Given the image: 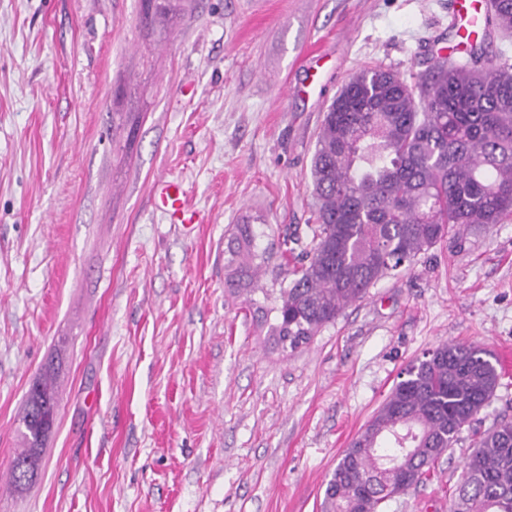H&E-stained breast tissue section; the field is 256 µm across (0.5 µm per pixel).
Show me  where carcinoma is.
<instances>
[{
  "instance_id": "carcinoma-1",
  "label": "carcinoma",
  "mask_w": 512,
  "mask_h": 512,
  "mask_svg": "<svg viewBox=\"0 0 512 512\" xmlns=\"http://www.w3.org/2000/svg\"><path fill=\"white\" fill-rule=\"evenodd\" d=\"M512 31V0H493ZM310 245L295 235L274 297L271 336L297 350L369 288L447 236L512 218V65L469 45L464 62H438L417 83L374 67L355 73L323 114L311 164ZM232 256L255 257L258 233L237 225ZM328 481L322 512H379L422 482L457 444L499 385L487 351L444 344L409 364ZM57 405L49 378L29 389L20 418L24 463ZM450 512H512V419L474 433Z\"/></svg>"
}]
</instances>
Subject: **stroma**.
<instances>
[{"label": "stroma", "mask_w": 512, "mask_h": 512, "mask_svg": "<svg viewBox=\"0 0 512 512\" xmlns=\"http://www.w3.org/2000/svg\"><path fill=\"white\" fill-rule=\"evenodd\" d=\"M0 0V512H321L345 448L410 363L512 352V220L443 239L296 351L259 312L278 240L308 237L327 105L384 66L408 83L455 40L456 0ZM178 182L201 223H171ZM254 224L271 259L229 285ZM57 416L17 488L25 397ZM381 512H448L474 433ZM238 229V237L236 250L232 251L233 257L242 258V260L253 259L256 254L254 251L255 241L259 234L254 230L252 224H239L236 225Z\"/></svg>", "instance_id": "stroma-1"}]
</instances>
